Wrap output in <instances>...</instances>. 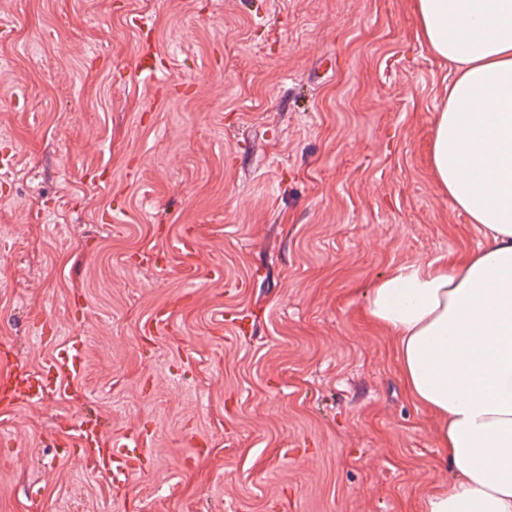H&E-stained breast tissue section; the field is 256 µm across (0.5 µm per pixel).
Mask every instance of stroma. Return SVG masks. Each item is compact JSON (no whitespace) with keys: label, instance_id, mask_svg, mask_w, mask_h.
Masks as SVG:
<instances>
[{"label":"stroma","instance_id":"stroma-1","mask_svg":"<svg viewBox=\"0 0 512 512\" xmlns=\"http://www.w3.org/2000/svg\"><path fill=\"white\" fill-rule=\"evenodd\" d=\"M416 31L414 0H0V373L83 353L0 401V512H421L447 483L367 313L482 240ZM73 418L139 434L142 474L87 470ZM62 349L42 368L28 371L21 379H14L17 400L27 405L41 402L45 396L60 387L63 376L77 373L81 366V352Z\"/></svg>","mask_w":512,"mask_h":512}]
</instances>
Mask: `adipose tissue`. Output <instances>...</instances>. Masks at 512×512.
<instances>
[{"label":"adipose tissue","mask_w":512,"mask_h":512,"mask_svg":"<svg viewBox=\"0 0 512 512\" xmlns=\"http://www.w3.org/2000/svg\"><path fill=\"white\" fill-rule=\"evenodd\" d=\"M417 36L453 67L436 116L439 185L484 243L378 280L370 318L395 337L413 401L437 419L447 484L424 512H512V0H415Z\"/></svg>","instance_id":"adipose-tissue-1"}]
</instances>
